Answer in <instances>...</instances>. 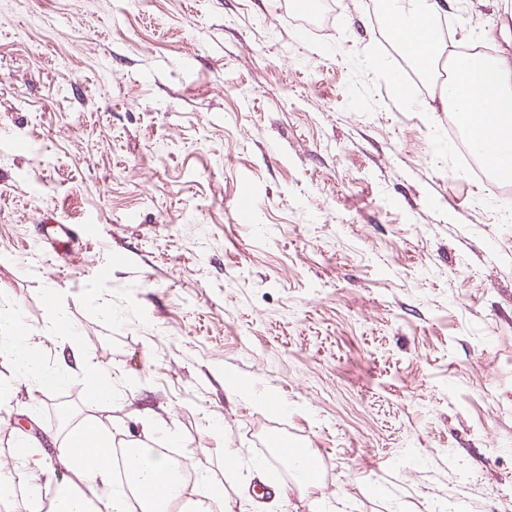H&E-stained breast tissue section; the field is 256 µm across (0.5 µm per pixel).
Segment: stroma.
Instances as JSON below:
<instances>
[{"label": "stroma", "mask_w": 512, "mask_h": 512, "mask_svg": "<svg viewBox=\"0 0 512 512\" xmlns=\"http://www.w3.org/2000/svg\"><path fill=\"white\" fill-rule=\"evenodd\" d=\"M290 2L0 0V308L51 369L65 315L120 399L74 367L47 402L0 355V512H29L12 446L54 474L90 419L233 512H512V195L458 161L434 79L397 96L369 0L319 27ZM448 17L444 50L496 53L512 0ZM51 219L83 243L65 267ZM38 236V242L42 248L57 261L69 263L77 259L80 252V249L75 246L79 244L78 237L66 224H40ZM310 456H298L290 460L291 467L300 475L299 484L303 489H315L319 485L318 474L310 468Z\"/></svg>", "instance_id": "obj_1"}]
</instances>
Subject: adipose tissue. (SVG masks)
Here are the masks:
<instances>
[{
	"label": "adipose tissue",
	"mask_w": 512,
	"mask_h": 512,
	"mask_svg": "<svg viewBox=\"0 0 512 512\" xmlns=\"http://www.w3.org/2000/svg\"><path fill=\"white\" fill-rule=\"evenodd\" d=\"M394 39L403 54L430 67L439 53L433 21L446 12L448 0H387ZM444 109L474 130L475 148L483 150L487 166L500 178L512 180V55L486 60L471 57L456 67L441 88ZM11 337L0 341V352L12 356L21 373L37 385L62 382L61 373L29 355L18 336L16 313L0 312V327ZM72 439L58 448L63 474L54 486L48 512H130L129 497L137 495L141 512H203L211 498L208 485L197 489L184 483L179 466L150 448L142 449L132 481L115 479L110 456L111 433L90 421L74 428Z\"/></svg>",
	"instance_id": "ef3b65f1"
}]
</instances>
